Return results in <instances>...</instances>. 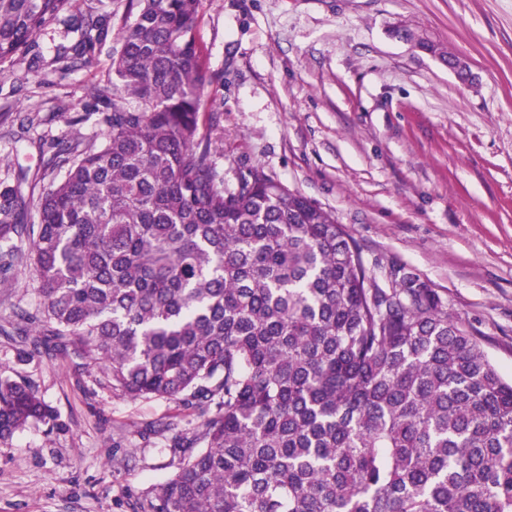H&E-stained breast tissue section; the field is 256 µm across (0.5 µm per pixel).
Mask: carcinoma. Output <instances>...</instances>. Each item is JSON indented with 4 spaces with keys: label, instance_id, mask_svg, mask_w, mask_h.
I'll list each match as a JSON object with an SVG mask.
<instances>
[{
    "label": "carcinoma",
    "instance_id": "obj_1",
    "mask_svg": "<svg viewBox=\"0 0 512 512\" xmlns=\"http://www.w3.org/2000/svg\"><path fill=\"white\" fill-rule=\"evenodd\" d=\"M100 147L59 149L36 224L3 212L0 269L43 295L26 359L98 370L112 391L198 413L142 512H512V382L439 294L401 266L369 275L334 214L254 168L232 188L200 133L202 0H130ZM77 0H0V75L70 13L91 57L107 17ZM391 33L448 63L406 28ZM55 420L0 377V440Z\"/></svg>",
    "mask_w": 512,
    "mask_h": 512
}]
</instances>
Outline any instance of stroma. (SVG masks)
I'll list each match as a JSON object with an SVG mask.
<instances>
[{
    "mask_svg": "<svg viewBox=\"0 0 512 512\" xmlns=\"http://www.w3.org/2000/svg\"><path fill=\"white\" fill-rule=\"evenodd\" d=\"M394 25L446 45L470 80ZM195 36L225 186L258 167L331 211L381 287L392 264L418 275L512 379V0H203ZM79 39L52 20L0 78V207L24 224L53 154L103 138L95 92L120 44L62 70L59 47ZM41 302L24 267L0 270V376L57 412L0 441V512H133L172 473L161 427L187 413L53 355L19 361L15 314Z\"/></svg>",
    "mask_w": 512,
    "mask_h": 512,
    "instance_id": "35a3bbf8",
    "label": "stroma"
}]
</instances>
